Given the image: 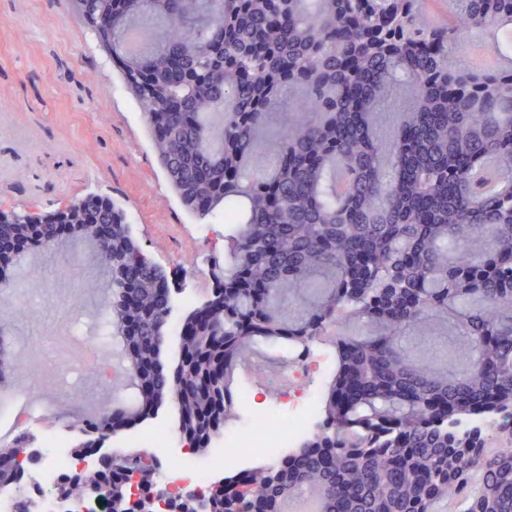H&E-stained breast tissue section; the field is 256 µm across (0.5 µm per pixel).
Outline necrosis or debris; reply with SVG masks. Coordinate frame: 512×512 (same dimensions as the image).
I'll return each instance as SVG.
<instances>
[{
    "label": "necrosis or debris",
    "mask_w": 512,
    "mask_h": 512,
    "mask_svg": "<svg viewBox=\"0 0 512 512\" xmlns=\"http://www.w3.org/2000/svg\"><path fill=\"white\" fill-rule=\"evenodd\" d=\"M332 362L331 350L323 342L289 348L286 382L273 390L263 381H248L236 390L237 423L214 439L208 455L186 448L179 434L157 423L131 436L119 446V453L137 449L154 461L153 469L136 486V493L166 490L171 497L161 512H174L175 494H201L217 476L275 465L316 431L320 391L314 380L327 373ZM79 436V430L73 428L65 434L47 430L35 439L34 456L24 465L23 487L16 492H0V512H27L34 500L42 502V512H55L56 499L74 497L67 477L79 465L72 448Z\"/></svg>",
    "instance_id": "obj_1"
}]
</instances>
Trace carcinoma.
I'll return each instance as SVG.
<instances>
[{"mask_svg": "<svg viewBox=\"0 0 512 512\" xmlns=\"http://www.w3.org/2000/svg\"><path fill=\"white\" fill-rule=\"evenodd\" d=\"M112 39V65L139 105L158 163L196 219L228 224L221 348L185 341L190 369L152 372L142 418L166 397L210 447L232 417L242 356L305 346L339 322L320 429L235 489V512H281L309 489L321 512H512V438L492 452L452 426L512 419V67L456 66L459 42L512 24V0H68ZM409 94L389 140L373 119ZM280 140L263 133L283 103ZM19 236L34 248L69 224L112 271L105 334L160 363L164 274L124 213L82 201ZM448 325L470 363L438 368L445 342L404 347L414 326Z\"/></svg>", "mask_w": 512, "mask_h": 512, "instance_id": "cac0c4a2", "label": "carcinoma"}]
</instances>
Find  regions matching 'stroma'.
<instances>
[{
	"label": "stroma",
	"instance_id": "stroma-1",
	"mask_svg": "<svg viewBox=\"0 0 512 512\" xmlns=\"http://www.w3.org/2000/svg\"><path fill=\"white\" fill-rule=\"evenodd\" d=\"M89 196L110 199L132 234L165 274L173 295H210L212 263L224 258L227 226L220 218L193 219L172 193L160 169L141 112L90 30L67 9L66 0H0V209L44 212ZM81 263V297L71 301L64 283L48 289L63 305V326L93 336L103 358L114 362L118 347L103 334L110 290L91 246L69 242L64 252L27 258L14 296L31 294L71 255ZM8 322L14 371L0 393L25 390L38 420L32 434L64 430L91 419L97 406L128 400L134 389H94L59 398L52 375L30 367L38 340L51 320L33 314Z\"/></svg>",
	"mask_w": 512,
	"mask_h": 512
}]
</instances>
